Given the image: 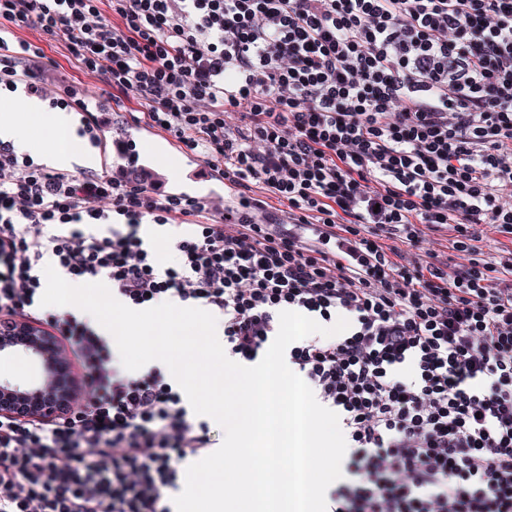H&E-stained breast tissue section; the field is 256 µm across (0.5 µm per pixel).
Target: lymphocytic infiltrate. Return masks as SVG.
Masks as SVG:
<instances>
[{
  "label": "lymphocytic infiltrate",
  "instance_id": "1",
  "mask_svg": "<svg viewBox=\"0 0 512 512\" xmlns=\"http://www.w3.org/2000/svg\"><path fill=\"white\" fill-rule=\"evenodd\" d=\"M98 74L126 121L217 169L248 219L0 141V317L62 336L88 391L68 415H0V512H171L208 422L158 367L115 365L75 312L41 306L44 256L126 306L220 316L256 364L292 310L341 336L288 365L347 440L327 512H512V0H0V97L109 119L49 91L44 46ZM110 225L108 234L92 233ZM175 229L162 263L145 225Z\"/></svg>",
  "mask_w": 512,
  "mask_h": 512
}]
</instances>
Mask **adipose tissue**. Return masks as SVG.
<instances>
[{"mask_svg": "<svg viewBox=\"0 0 512 512\" xmlns=\"http://www.w3.org/2000/svg\"><path fill=\"white\" fill-rule=\"evenodd\" d=\"M35 124L46 125L53 133L63 135V143L57 145L26 136V129ZM0 139L12 142L20 151L40 155L59 168H68L75 163L94 168L99 163L96 154L77 149L71 114L48 110L36 99L21 100L14 111L0 115Z\"/></svg>", "mask_w": 512, "mask_h": 512, "instance_id": "adipose-tissue-1", "label": "adipose tissue"}]
</instances>
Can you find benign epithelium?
Wrapping results in <instances>:
<instances>
[{"label":"benign epithelium","mask_w":512,"mask_h":512,"mask_svg":"<svg viewBox=\"0 0 512 512\" xmlns=\"http://www.w3.org/2000/svg\"><path fill=\"white\" fill-rule=\"evenodd\" d=\"M0 354L18 356L34 369L24 380L0 381V415L56 419L87 391L59 337L41 325L1 317Z\"/></svg>","instance_id":"benign-epithelium-1"}]
</instances>
